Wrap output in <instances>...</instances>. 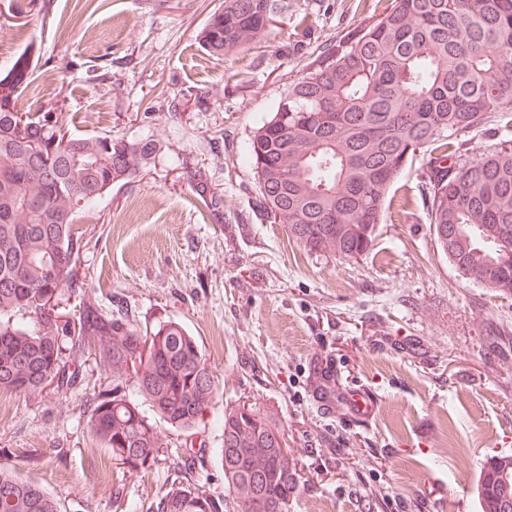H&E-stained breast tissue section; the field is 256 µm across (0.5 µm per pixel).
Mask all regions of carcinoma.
Returning a JSON list of instances; mask_svg holds the SVG:
<instances>
[{
    "mask_svg": "<svg viewBox=\"0 0 512 512\" xmlns=\"http://www.w3.org/2000/svg\"><path fill=\"white\" fill-rule=\"evenodd\" d=\"M286 15L288 0H224L203 46L222 59ZM29 79L25 54L0 78V392H85L91 432L112 462L147 469L168 452L160 426L192 437L219 387L180 323L143 334L124 310L95 303L79 274L85 244L75 225L159 147L148 137L72 134L55 112L23 111L15 92ZM495 112H512V0H391L313 55L253 131L247 161L259 205L308 251L357 257L372 246L402 167L428 146L424 184L443 251L468 278L511 294L512 145L465 161L464 141H448ZM19 136L45 159L32 160ZM219 423L224 486L239 512H288L297 464L282 430L246 402L225 408ZM476 490L480 512H509L512 456L489 461ZM222 508L185 476L156 504V512ZM0 512L61 510L38 484L0 467Z\"/></svg>",
    "mask_w": 512,
    "mask_h": 512,
    "instance_id": "1",
    "label": "carcinoma"
}]
</instances>
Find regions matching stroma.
Here are the masks:
<instances>
[{
	"instance_id": "35a3bbf8",
	"label": "stroma",
	"mask_w": 512,
	"mask_h": 512,
	"mask_svg": "<svg viewBox=\"0 0 512 512\" xmlns=\"http://www.w3.org/2000/svg\"><path fill=\"white\" fill-rule=\"evenodd\" d=\"M254 49L216 59L201 31L220 0H37L16 18L0 0V78L28 54L25 109L55 108L77 135L151 137L145 170L80 219L81 272L97 304L127 308L138 329L181 323L202 346L221 394L213 409L254 402L273 415L297 459L288 512H478L475 485L512 455V293L463 276L442 251L423 195L426 153L391 188L372 248L312 253L269 223L245 159L248 140L309 55L383 11L387 0H296ZM250 88H242V81ZM195 96L177 116L167 104ZM478 158L512 140V112L466 133ZM221 191L220 208L198 189ZM372 388V418L354 417L348 386ZM82 393H0V466L62 512H151L176 466L227 500L207 423L189 456L132 473L93 439Z\"/></svg>"
}]
</instances>
